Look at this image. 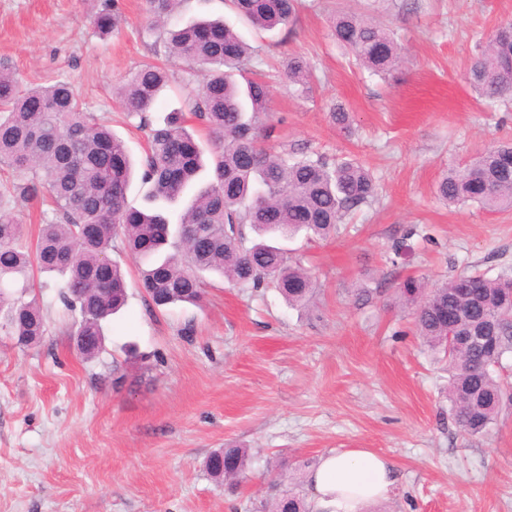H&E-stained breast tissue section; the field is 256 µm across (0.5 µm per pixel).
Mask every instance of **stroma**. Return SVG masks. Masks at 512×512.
<instances>
[{"instance_id": "obj_1", "label": "stroma", "mask_w": 512, "mask_h": 512, "mask_svg": "<svg viewBox=\"0 0 512 512\" xmlns=\"http://www.w3.org/2000/svg\"><path fill=\"white\" fill-rule=\"evenodd\" d=\"M104 3L0 0V66L25 86L71 83L138 158L145 135L114 89L153 57L149 14L145 0H118L124 21L103 38L93 18ZM342 7L391 30L404 55L392 76L336 44L330 16ZM204 16L234 26L256 49L251 71L270 77L268 147L357 157L378 194L337 236L285 241L318 281L304 310L276 289L243 290L209 273L199 304L155 309L138 286L139 261L117 247L128 301L104 351L86 360L60 280L35 275L44 336L22 349L0 334V512H259L271 472L288 468L300 483L322 454L351 448L393 463L387 512H512V409L485 435L461 433L448 366L395 301L410 275L432 284L463 272L512 276V211L436 197L449 168L512 139V100L488 108L467 80L482 42L512 20V0H302L293 29L274 32L246 24L229 0H182L171 21ZM289 56L307 63L309 95L281 77ZM166 65L155 120L198 87L182 62ZM336 104L350 112L351 133L330 123ZM16 180L0 166V201L30 238L52 207L16 198ZM227 445L252 455L233 496L204 468Z\"/></svg>"}]
</instances>
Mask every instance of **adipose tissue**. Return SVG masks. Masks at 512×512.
<instances>
[{"mask_svg": "<svg viewBox=\"0 0 512 512\" xmlns=\"http://www.w3.org/2000/svg\"><path fill=\"white\" fill-rule=\"evenodd\" d=\"M394 484L390 462L365 448L327 453L307 476L309 498L320 512H365L390 499Z\"/></svg>", "mask_w": 512, "mask_h": 512, "instance_id": "obj_1", "label": "adipose tissue"}]
</instances>
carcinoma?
<instances>
[{
    "label": "carcinoma",
    "instance_id": "cac0c4a2",
    "mask_svg": "<svg viewBox=\"0 0 512 512\" xmlns=\"http://www.w3.org/2000/svg\"><path fill=\"white\" fill-rule=\"evenodd\" d=\"M299 2L232 0L240 19L261 31L293 25ZM180 3L147 0L157 17L147 34L154 53L161 46L168 57L187 64L199 92L155 126L148 112L169 84L164 68L145 62L116 91L124 111L148 129L140 179L149 186L150 208L129 205L130 151L69 83L23 89L12 71L0 68V164L20 177L13 186L17 197L30 201L45 189L55 211L54 220L25 242L22 222L0 206V332L23 348L46 331L36 300L25 299L26 287L14 290L33 267L63 278L61 301L80 316L72 336H104V322L127 301L122 268L111 257L116 237L124 250L150 261L141 287L158 308L200 302L202 272L218 273L246 290L275 288L289 306L305 308L314 293L313 276L275 238L302 231L330 238L345 213L377 195L371 173L356 158L332 161L318 153L266 149L261 137L271 135L270 87L238 81L252 61L250 46L222 20L162 23V15ZM122 21L114 7L98 12L94 26L104 36ZM332 34L373 74H389L399 64L394 39L367 16L336 14ZM283 68L290 83L311 92V73L301 58H288ZM468 80L489 102L512 92V23L500 26L482 47ZM192 121L209 135L214 178L193 195L179 223L171 224L154 204L179 201L202 169L203 149L187 130ZM437 195L450 205L512 209V142L491 145L471 167L448 171ZM247 226L255 233L249 245ZM397 299L411 310L423 343L448 362L455 424L469 436L488 432L512 407V383L495 375L512 355V279L472 273L430 285L408 277ZM485 329L493 331L492 340L460 344V337ZM250 463L247 449L229 445L211 453L205 467L233 493ZM271 488L268 512H314L286 471Z\"/></svg>",
    "mask_w": 512,
    "mask_h": 512
}]
</instances>
